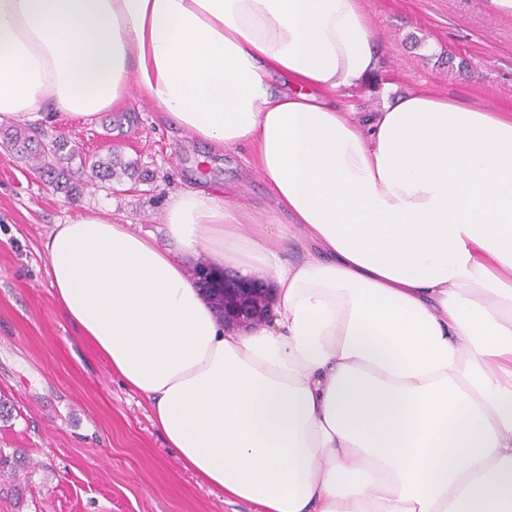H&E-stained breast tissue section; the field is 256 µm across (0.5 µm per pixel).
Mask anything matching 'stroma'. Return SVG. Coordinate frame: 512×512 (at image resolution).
I'll use <instances>...</instances> for the list:
<instances>
[{"label":"stroma","instance_id":"1","mask_svg":"<svg viewBox=\"0 0 512 512\" xmlns=\"http://www.w3.org/2000/svg\"><path fill=\"white\" fill-rule=\"evenodd\" d=\"M376 72L342 98L356 118L377 111L384 86L419 87L512 112V9L495 0H362ZM74 139L70 191L54 190L0 145V512H257L198 481L168 448L138 395L78 335L49 288L42 243L53 225L107 213L153 230L170 194L235 189L248 211L270 205L246 151L212 152L131 93L120 108L42 125ZM118 157L129 173L90 184L81 159Z\"/></svg>","mask_w":512,"mask_h":512}]
</instances>
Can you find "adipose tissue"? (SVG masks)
Returning <instances> with one entry per match:
<instances>
[{
  "label": "adipose tissue",
  "instance_id": "obj_1",
  "mask_svg": "<svg viewBox=\"0 0 512 512\" xmlns=\"http://www.w3.org/2000/svg\"><path fill=\"white\" fill-rule=\"evenodd\" d=\"M361 0H0V122L89 118L137 89L272 206L166 203L43 242L53 295L201 481L259 512H512V113L418 88L354 119ZM302 238V260L288 242ZM270 282L225 327L184 263Z\"/></svg>",
  "mask_w": 512,
  "mask_h": 512
}]
</instances>
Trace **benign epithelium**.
I'll return each instance as SVG.
<instances>
[{
	"instance_id": "obj_1",
	"label": "benign epithelium",
	"mask_w": 512,
	"mask_h": 512,
	"mask_svg": "<svg viewBox=\"0 0 512 512\" xmlns=\"http://www.w3.org/2000/svg\"><path fill=\"white\" fill-rule=\"evenodd\" d=\"M212 300H221L219 312L224 317V326L237 330L257 328L273 304L272 290L259 279L235 281L224 279V287L207 289Z\"/></svg>"
}]
</instances>
